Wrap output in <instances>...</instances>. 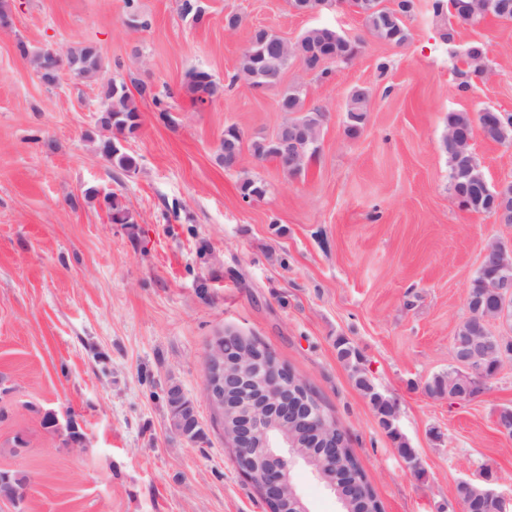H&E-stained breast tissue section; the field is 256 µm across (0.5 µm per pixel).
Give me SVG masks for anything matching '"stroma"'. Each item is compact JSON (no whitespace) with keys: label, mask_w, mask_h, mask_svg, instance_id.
I'll return each instance as SVG.
<instances>
[{"label":"stroma","mask_w":512,"mask_h":512,"mask_svg":"<svg viewBox=\"0 0 512 512\" xmlns=\"http://www.w3.org/2000/svg\"><path fill=\"white\" fill-rule=\"evenodd\" d=\"M0 28V472H21L23 501L0 512H268L244 480L204 397L215 340H255L302 378L342 428L383 512H456V486L490 467L512 496V439L496 429L512 407V363L474 398L434 397L446 372L466 295L483 250L512 241V224L462 208L442 148L452 111L512 113V21L483 19L442 35L451 20L415 0L410 38H374L347 0L313 16L288 0H9ZM238 14L236 32L225 30ZM329 25L358 40L354 58L321 82L291 65L305 104L326 113L318 153L302 175L274 159L244 156L226 170L224 130L272 135L287 120L280 90L231 84L254 29L288 40ZM30 50L93 45L102 78L45 84ZM485 43L486 73L466 81L458 52ZM204 70L222 98L195 106L183 84ZM145 82L141 127L125 147L138 162L122 173L103 157V84ZM371 93L357 134L347 98ZM164 98L167 113L153 99ZM471 151L490 184L512 180V149L475 134ZM266 186L243 201L239 182ZM96 197H87V189ZM131 212L112 223L105 194ZM347 337L375 387L394 401L415 475L369 399L336 355ZM194 401L203 440L168 425L165 388ZM73 420L85 447L45 428V414ZM25 444L15 447L14 436ZM291 481L310 512H338L305 466Z\"/></svg>","instance_id":"obj_1"}]
</instances>
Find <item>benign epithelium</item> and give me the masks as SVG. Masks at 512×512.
<instances>
[{
  "label": "benign epithelium",
  "mask_w": 512,
  "mask_h": 512,
  "mask_svg": "<svg viewBox=\"0 0 512 512\" xmlns=\"http://www.w3.org/2000/svg\"><path fill=\"white\" fill-rule=\"evenodd\" d=\"M465 8L470 14L492 18L512 11V0H448V8L456 13ZM482 133L495 138V143L512 146V126L498 124ZM321 129L304 128L288 131L281 127L275 131L273 142L279 147V156H288V137L298 134L319 140ZM460 194L457 195L464 209H469L466 197L472 184L483 186L486 207L490 215L501 224L512 223V181L489 185L481 168L466 166L460 172ZM481 270L491 273L492 288L498 304L492 308L483 305L481 298L467 293L471 329L477 335L464 341L453 340L451 363L448 366V385L463 387L454 395L458 401L473 398L482 387L495 378L502 365L512 362V243L493 242L481 258ZM496 324L498 330L490 329ZM259 376L257 391L242 389L243 381ZM288 373L264 347L249 349L232 357L224 349V338H218L207 355V377L204 396L218 418L232 412L237 424L232 427L228 441L234 448L253 450L265 460L262 478V495L266 499H286L295 512H309L291 483V471L299 463L309 466L334 493L344 510L349 503L361 496L363 485L353 482L343 489L336 482V471L341 467L340 446L321 448L314 457L299 447L298 440L306 437L324 438L336 432V423L329 419L317 405H302L288 396ZM229 395L232 403L225 402ZM192 417L187 412L170 416L172 433L180 436L187 432ZM478 480L483 482L479 493L487 503H495L499 512H509L512 498L499 491L496 481L481 470Z\"/></svg>",
  "instance_id": "benign-epithelium-1"
}]
</instances>
